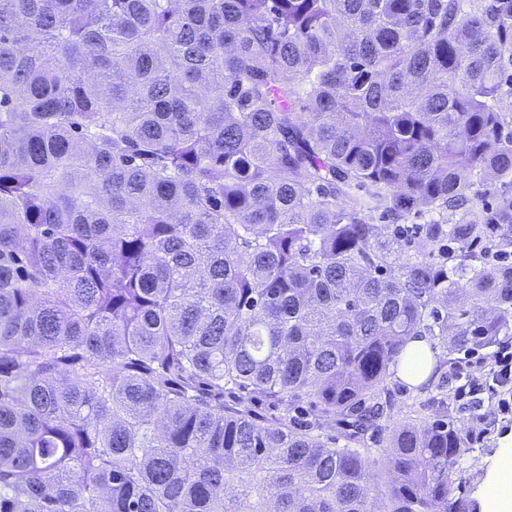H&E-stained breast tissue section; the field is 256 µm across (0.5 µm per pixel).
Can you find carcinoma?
<instances>
[{"label":"carcinoma","mask_w":512,"mask_h":512,"mask_svg":"<svg viewBox=\"0 0 512 512\" xmlns=\"http://www.w3.org/2000/svg\"><path fill=\"white\" fill-rule=\"evenodd\" d=\"M511 68L512 0H0V512H478L379 395L512 336ZM426 338L413 339L405 348L402 355L404 361L397 373L399 379L407 384L418 385L425 382L433 369L434 355ZM426 362L425 365L423 363ZM423 368L420 376L412 374L414 367Z\"/></svg>","instance_id":"1"}]
</instances>
